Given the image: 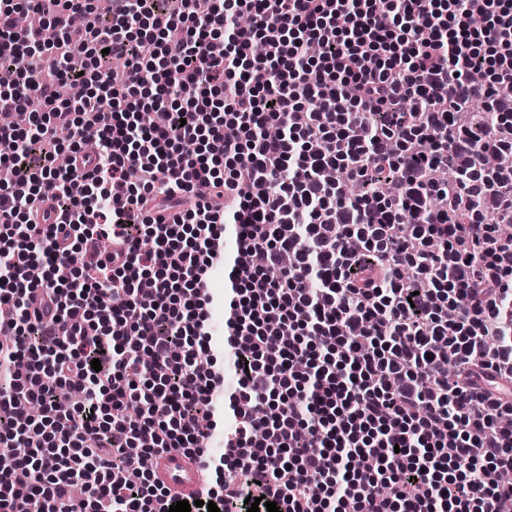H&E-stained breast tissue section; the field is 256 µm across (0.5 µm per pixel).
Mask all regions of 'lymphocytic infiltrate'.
Returning <instances> with one entry per match:
<instances>
[{
    "label": "lymphocytic infiltrate",
    "mask_w": 512,
    "mask_h": 512,
    "mask_svg": "<svg viewBox=\"0 0 512 512\" xmlns=\"http://www.w3.org/2000/svg\"><path fill=\"white\" fill-rule=\"evenodd\" d=\"M0 67L30 120L0 123V512H169L149 462L175 450L211 479L191 512L512 499V0H0ZM77 82L97 149L61 169Z\"/></svg>",
    "instance_id": "obj_1"
}]
</instances>
